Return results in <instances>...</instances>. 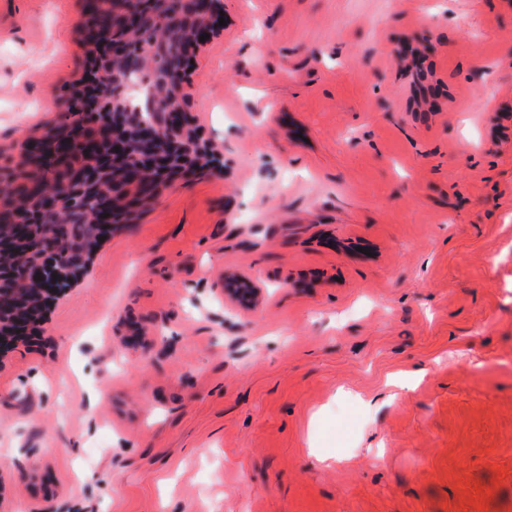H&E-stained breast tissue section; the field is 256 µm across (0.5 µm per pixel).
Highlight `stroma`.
Segmentation results:
<instances>
[{"instance_id": "stroma-1", "label": "stroma", "mask_w": 512, "mask_h": 512, "mask_svg": "<svg viewBox=\"0 0 512 512\" xmlns=\"http://www.w3.org/2000/svg\"><path fill=\"white\" fill-rule=\"evenodd\" d=\"M220 3L185 90L223 169L0 350V512H512V0ZM81 20L0 0V164Z\"/></svg>"}]
</instances>
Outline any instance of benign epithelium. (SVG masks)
Returning a JSON list of instances; mask_svg holds the SVG:
<instances>
[{
  "label": "benign epithelium",
  "mask_w": 512,
  "mask_h": 512,
  "mask_svg": "<svg viewBox=\"0 0 512 512\" xmlns=\"http://www.w3.org/2000/svg\"><path fill=\"white\" fill-rule=\"evenodd\" d=\"M100 3L82 0L78 28L84 45L98 52L97 97L65 90L53 153L46 154L45 139L26 140L16 165L0 166L3 185L33 161L57 182L54 188L22 185L36 202L32 209L0 204V257L20 253L10 274H0V338L27 326L28 317L18 313L20 282L36 284L44 295L76 279L89 250L71 228L93 224L109 231L118 212L152 198L170 176L218 165L184 114L188 49L221 29L218 0H112L110 34L90 19ZM74 145L88 162L65 170ZM239 292L255 298L262 289L246 279L224 284V293Z\"/></svg>",
  "instance_id": "obj_1"
}]
</instances>
